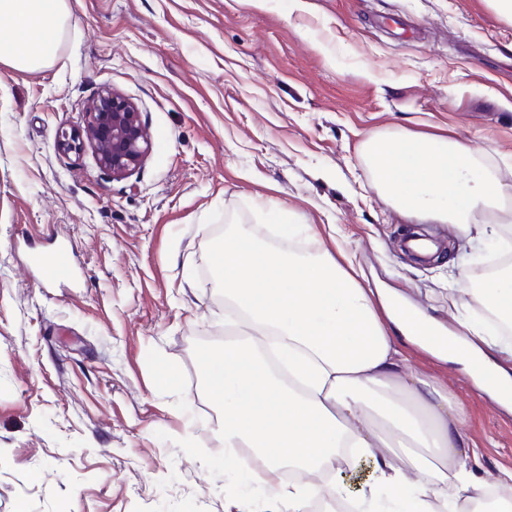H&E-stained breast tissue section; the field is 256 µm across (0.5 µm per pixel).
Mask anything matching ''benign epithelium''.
<instances>
[{"label": "benign epithelium", "mask_w": 512, "mask_h": 512, "mask_svg": "<svg viewBox=\"0 0 512 512\" xmlns=\"http://www.w3.org/2000/svg\"><path fill=\"white\" fill-rule=\"evenodd\" d=\"M56 145L65 152L91 149L99 165L115 179L131 175L152 148L137 105L110 88L101 90L88 104L81 128L58 132Z\"/></svg>", "instance_id": "1"}]
</instances>
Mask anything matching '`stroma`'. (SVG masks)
Listing matches in <instances>:
<instances>
[{"mask_svg": "<svg viewBox=\"0 0 512 512\" xmlns=\"http://www.w3.org/2000/svg\"><path fill=\"white\" fill-rule=\"evenodd\" d=\"M66 0L52 59L0 63V512H224L238 476L200 376L220 349L216 250L228 224L322 226L367 283L445 322L457 267L419 263L411 231L486 276L449 225L377 188L362 145L399 130L468 140L512 184V22L489 0ZM113 88L153 148L112 178L63 154ZM68 242L51 285L33 255ZM411 365L465 402L484 471L512 468V414L448 364Z\"/></svg>", "mask_w": 512, "mask_h": 512, "instance_id": "1", "label": "stroma"}]
</instances>
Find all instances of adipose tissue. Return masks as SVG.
Segmentation results:
<instances>
[{
    "mask_svg": "<svg viewBox=\"0 0 512 512\" xmlns=\"http://www.w3.org/2000/svg\"><path fill=\"white\" fill-rule=\"evenodd\" d=\"M63 0H0V62L25 69L52 57ZM363 154L376 186L401 209L458 227L471 241L512 237L474 221L512 222V186L481 167L461 138L397 132ZM235 336L205 354L202 374L224 410V463L257 494L235 512H306L315 499L356 512H468L487 491L493 512H512V469L483 476L481 450L459 428L466 405L406 370V345L459 364L476 388L512 411V338L469 318L482 309L512 325V263L465 291V316L447 325L402 293L365 286L324 246L288 254L236 226L217 250ZM367 466L352 485L345 471Z\"/></svg>",
    "mask_w": 512,
    "mask_h": 512,
    "instance_id": "ef3b65f1",
    "label": "adipose tissue"
}]
</instances>
